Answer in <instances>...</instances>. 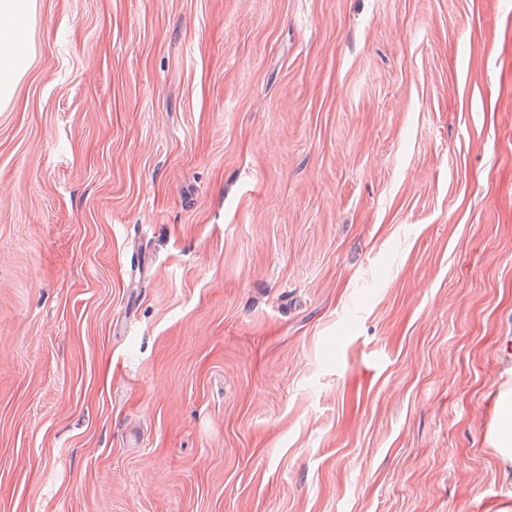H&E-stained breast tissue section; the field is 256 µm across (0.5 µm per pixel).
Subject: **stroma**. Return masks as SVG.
<instances>
[{"label": "stroma", "instance_id": "35a3bbf8", "mask_svg": "<svg viewBox=\"0 0 512 512\" xmlns=\"http://www.w3.org/2000/svg\"><path fill=\"white\" fill-rule=\"evenodd\" d=\"M0 109V512H501L512 0H35Z\"/></svg>", "mask_w": 512, "mask_h": 512}]
</instances>
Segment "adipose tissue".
Listing matches in <instances>:
<instances>
[{
    "mask_svg": "<svg viewBox=\"0 0 512 512\" xmlns=\"http://www.w3.org/2000/svg\"><path fill=\"white\" fill-rule=\"evenodd\" d=\"M34 0H0V107L7 105L30 64L29 18ZM488 441L500 469L512 479V367L502 371Z\"/></svg>",
    "mask_w": 512,
    "mask_h": 512,
    "instance_id": "adipose-tissue-1",
    "label": "adipose tissue"
}]
</instances>
